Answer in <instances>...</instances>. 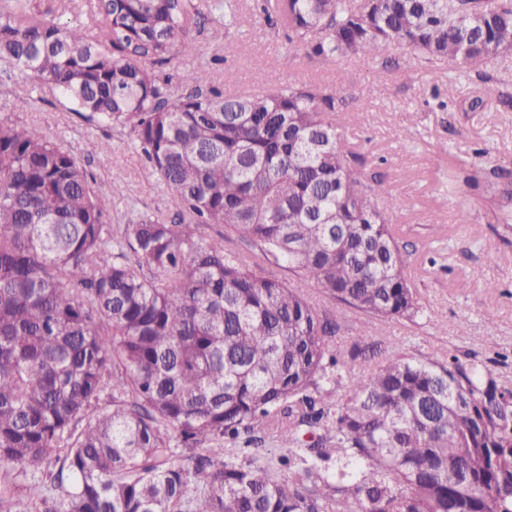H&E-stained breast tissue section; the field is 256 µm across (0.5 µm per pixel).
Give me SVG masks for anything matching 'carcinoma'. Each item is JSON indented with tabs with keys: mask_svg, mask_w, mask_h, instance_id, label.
<instances>
[{
	"mask_svg": "<svg viewBox=\"0 0 512 512\" xmlns=\"http://www.w3.org/2000/svg\"><path fill=\"white\" fill-rule=\"evenodd\" d=\"M221 8L216 39L235 16ZM98 10L91 34L0 0V63L85 122L129 129L179 213L113 232L69 148L0 123V512H512V383L399 351L362 375L336 318L261 270L284 263L362 312L358 342L422 310L371 178L342 151L346 95L274 77L262 96H227L203 70L175 94L151 66L196 51L195 0ZM261 10L309 58L365 62L400 43L482 77L512 49V0ZM511 175L491 169L488 188L512 197ZM209 224L251 251L204 241ZM345 380L352 393L333 397ZM285 423L273 455L266 435Z\"/></svg>",
	"mask_w": 512,
	"mask_h": 512,
	"instance_id": "obj_1",
	"label": "carcinoma"
}]
</instances>
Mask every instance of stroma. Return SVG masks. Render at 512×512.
<instances>
[{"instance_id": "obj_1", "label": "stroma", "mask_w": 512, "mask_h": 512, "mask_svg": "<svg viewBox=\"0 0 512 512\" xmlns=\"http://www.w3.org/2000/svg\"><path fill=\"white\" fill-rule=\"evenodd\" d=\"M211 5L201 4L205 18L194 32L198 53L157 67L160 77L175 83L202 66L211 85L225 93L262 94L275 76L337 87L347 95V107L336 116L342 148L378 176L377 197L388 206L424 308L412 323L375 321L357 365H370L395 346L417 358L453 354L512 382V201L480 186L448 182L461 165L512 170V105L500 101L501 93L512 95V50L495 58L483 79L445 59L420 62L410 48L396 44L382 46L366 63L322 61L289 50L257 0H236L233 25L224 39L214 40ZM18 77L16 70L0 68V122L37 128L70 148L93 175L96 192L109 198L113 227L143 214L175 216L172 194L152 174L128 130L87 124L43 81L30 97L17 99ZM473 97L483 100L482 109H467ZM107 140L113 150L105 154L100 145ZM275 273L335 315L338 341L351 345L361 312L323 297L287 267ZM489 281L495 289H486Z\"/></svg>"}]
</instances>
